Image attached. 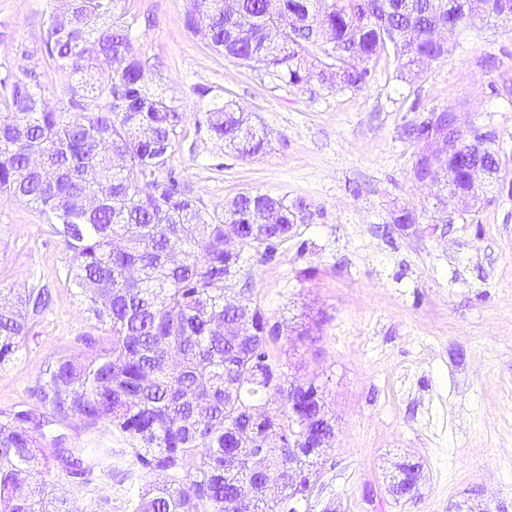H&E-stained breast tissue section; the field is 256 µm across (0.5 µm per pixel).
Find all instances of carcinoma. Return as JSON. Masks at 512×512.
I'll return each instance as SVG.
<instances>
[{
    "label": "carcinoma",
    "mask_w": 512,
    "mask_h": 512,
    "mask_svg": "<svg viewBox=\"0 0 512 512\" xmlns=\"http://www.w3.org/2000/svg\"><path fill=\"white\" fill-rule=\"evenodd\" d=\"M126 2L49 0L40 53L77 77L56 105L37 80L0 79V108L13 113L0 126V193L34 205L62 238L72 253L66 280L106 326L86 339L83 360L46 370L33 390L43 412H0V512H72L68 497L101 483L109 493L91 512H297L319 461L291 486L269 475L288 471V435L298 421L316 424L326 403L310 395L324 391L311 380L288 403V373L271 353L275 324L240 283L249 258L267 262L292 237L300 206L247 192L220 218L203 210L174 164L186 117L148 91ZM184 21L214 51L260 59L291 85L360 88L385 50L412 81L455 51L440 26L512 23V0H187ZM321 40L331 62L313 71L308 48ZM201 96L210 101L196 128L243 156L266 149L268 132L250 113L209 88ZM408 135L420 145L414 176L445 185L451 176L458 195L492 202L468 170L477 158L493 164L494 134L461 141L451 159L428 128L413 124ZM48 304L41 288L3 298L0 363ZM72 420L109 442L115 431L127 447H73ZM259 435L282 447H254ZM54 470L65 475L62 493Z\"/></svg>",
    "instance_id": "cac0c4a2"
}]
</instances>
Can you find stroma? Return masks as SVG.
Here are the masks:
<instances>
[{"label":"stroma","instance_id":"35a3bbf8","mask_svg":"<svg viewBox=\"0 0 512 512\" xmlns=\"http://www.w3.org/2000/svg\"><path fill=\"white\" fill-rule=\"evenodd\" d=\"M149 86L187 117L176 163L210 215L242 192L298 203L295 235L241 275L282 338L291 378L324 384L336 438L307 512H512V160L505 190L474 208L415 179L409 126L427 111L468 112L512 156V25L456 31L457 51L405 81L385 54L360 89L292 86L263 64L210 50L184 24L186 0H128ZM46 0H0V77L39 73L56 101L69 78L38 49ZM235 100L267 129L242 157L196 130L208 101ZM415 213L416 226L394 219ZM70 253L27 202L0 194V290L44 288L12 359L0 364V411L34 409L47 367L86 355L97 320L65 275ZM418 462L416 498L395 500L385 475Z\"/></svg>","mask_w":512,"mask_h":512}]
</instances>
